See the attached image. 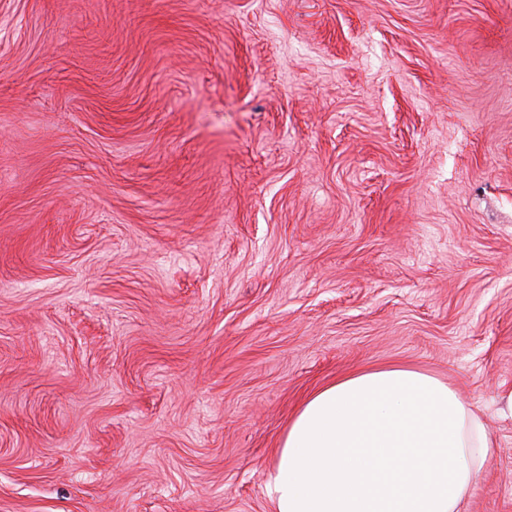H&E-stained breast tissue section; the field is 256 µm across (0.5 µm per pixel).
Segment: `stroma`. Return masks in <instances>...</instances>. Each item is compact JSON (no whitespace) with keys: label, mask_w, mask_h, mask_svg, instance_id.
<instances>
[{"label":"stroma","mask_w":512,"mask_h":512,"mask_svg":"<svg viewBox=\"0 0 512 512\" xmlns=\"http://www.w3.org/2000/svg\"><path fill=\"white\" fill-rule=\"evenodd\" d=\"M394 364L512 512V0H0V512H271Z\"/></svg>","instance_id":"stroma-1"}]
</instances>
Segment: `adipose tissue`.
I'll use <instances>...</instances> for the list:
<instances>
[{
    "mask_svg": "<svg viewBox=\"0 0 512 512\" xmlns=\"http://www.w3.org/2000/svg\"><path fill=\"white\" fill-rule=\"evenodd\" d=\"M496 451L448 383L403 365L368 369L293 414L267 496L272 512H457Z\"/></svg>",
    "mask_w": 512,
    "mask_h": 512,
    "instance_id": "1",
    "label": "adipose tissue"
}]
</instances>
